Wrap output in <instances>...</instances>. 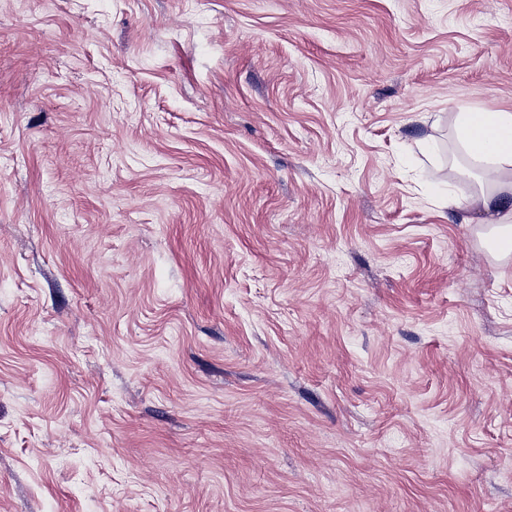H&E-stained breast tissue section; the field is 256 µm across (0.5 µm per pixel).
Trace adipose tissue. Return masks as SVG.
Returning <instances> with one entry per match:
<instances>
[{"instance_id":"obj_1","label":"adipose tissue","mask_w":512,"mask_h":512,"mask_svg":"<svg viewBox=\"0 0 512 512\" xmlns=\"http://www.w3.org/2000/svg\"><path fill=\"white\" fill-rule=\"evenodd\" d=\"M454 128L480 165L472 210L488 215L497 227L512 226V207L503 200L504 194L512 193V112L463 108L455 114Z\"/></svg>"}]
</instances>
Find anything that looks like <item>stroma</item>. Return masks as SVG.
Masks as SVG:
<instances>
[{
	"label": "stroma",
	"mask_w": 512,
	"mask_h": 512,
	"mask_svg": "<svg viewBox=\"0 0 512 512\" xmlns=\"http://www.w3.org/2000/svg\"><path fill=\"white\" fill-rule=\"evenodd\" d=\"M463 108L512 0H0V512H512Z\"/></svg>",
	"instance_id": "stroma-1"
}]
</instances>
